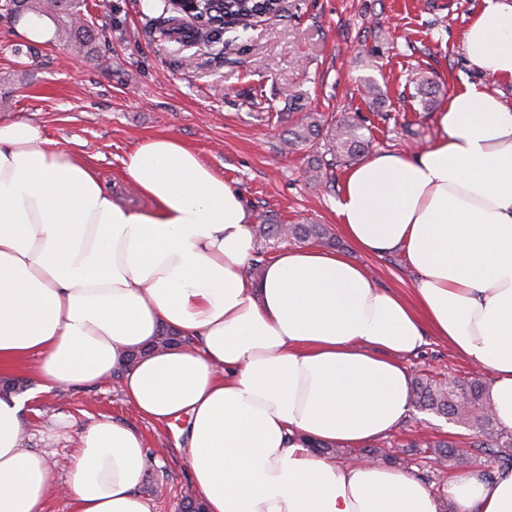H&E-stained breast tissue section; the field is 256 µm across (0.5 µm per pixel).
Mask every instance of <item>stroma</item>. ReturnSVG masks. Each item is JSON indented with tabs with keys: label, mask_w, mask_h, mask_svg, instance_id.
Here are the masks:
<instances>
[{
	"label": "stroma",
	"mask_w": 512,
	"mask_h": 512,
	"mask_svg": "<svg viewBox=\"0 0 512 512\" xmlns=\"http://www.w3.org/2000/svg\"><path fill=\"white\" fill-rule=\"evenodd\" d=\"M482 0H284L280 16L234 31L235 49L186 47L160 38L154 28L163 0H84L82 13L96 33L91 55L54 40L29 46L17 17L0 10V94L9 107L0 122L38 123L50 146L88 162L113 194L145 206L130 191L122 161L143 139L171 135L191 146L242 195L254 222L271 216L283 224H324L334 250L366 267L378 288L410 293L419 275L400 252H359L336 218L337 187L314 180L310 169L325 159L323 145L287 150L284 140L305 112L348 114L370 130L368 153H417L436 136L435 117L463 82H484L512 104V81L484 79L466 58L463 34ZM439 85L435 106H425L417 79ZM373 79L380 97L362 96ZM411 375L467 378L474 366L447 342L426 336L409 357ZM22 387L25 447L44 454L64 480L72 448L99 416L140 431L147 442L146 479L166 489L152 495L153 512H180L194 484L184 456L185 421L157 425L125 402L117 378L42 392L30 365L10 374ZM466 429L435 414L409 409L377 446L403 455L400 471L430 474L441 489L456 463L438 467L430 440L463 442ZM418 441L420 449L404 455Z\"/></svg>",
	"instance_id": "35a3bbf8"
}]
</instances>
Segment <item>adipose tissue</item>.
I'll list each match as a JSON object with an SVG mask.
<instances>
[{"label": "adipose tissue", "instance_id": "ef3b65f1", "mask_svg": "<svg viewBox=\"0 0 512 512\" xmlns=\"http://www.w3.org/2000/svg\"><path fill=\"white\" fill-rule=\"evenodd\" d=\"M486 76L512 80V0H484L463 35ZM422 153L352 168L336 202L368 255L403 252L411 297L317 248L279 253L259 277L240 193L180 139H146L123 161L145 208L118 202L94 169L52 149L39 124L0 123V374L35 361L42 391L100 383L155 423L186 420L205 512H512V470L475 468L441 492L412 474L339 463L310 440L359 446L410 405L405 364L426 335L491 376L512 431V105L465 83ZM168 330L194 347L153 349ZM139 352L133 367L128 354ZM0 397V512H44L55 483L24 450L22 411ZM146 442L104 416L73 448L71 512H152L138 487Z\"/></svg>", "mask_w": 512, "mask_h": 512}]
</instances>
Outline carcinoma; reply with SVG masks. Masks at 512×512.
Returning <instances> with one entry per match:
<instances>
[{"mask_svg": "<svg viewBox=\"0 0 512 512\" xmlns=\"http://www.w3.org/2000/svg\"><path fill=\"white\" fill-rule=\"evenodd\" d=\"M3 7L12 14L42 11L54 17L58 32L67 44L90 54L93 50L92 30L81 18L80 0H4ZM213 16L233 17L237 26L246 28L250 18L258 12L277 13L276 0H224V3L201 5ZM327 140L331 160L315 168V177L322 178L336 160L354 159L359 156L367 136L364 127L349 119H338L323 128L321 119L309 113L290 132L288 145L310 143L319 137ZM257 238L265 241L294 239L300 242L316 241L333 245L327 227L323 224H279L269 218L255 229ZM487 382L481 378L448 381L436 376L413 378L411 404L413 407L443 416L471 432L470 447L488 456L493 472L512 470V432L500 428L494 420L486 399Z\"/></svg>", "mask_w": 512, "mask_h": 512, "instance_id": "cac0c4a2", "label": "carcinoma"}]
</instances>
